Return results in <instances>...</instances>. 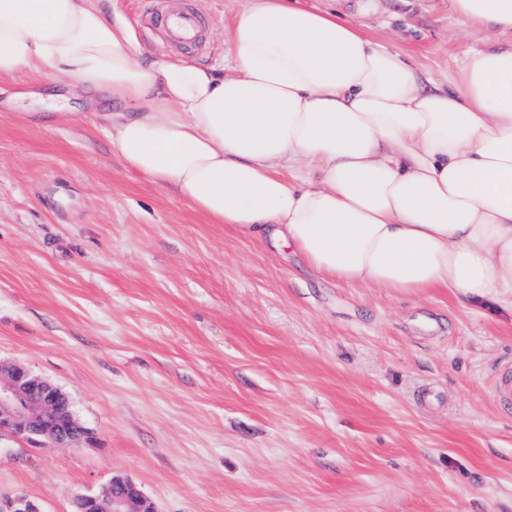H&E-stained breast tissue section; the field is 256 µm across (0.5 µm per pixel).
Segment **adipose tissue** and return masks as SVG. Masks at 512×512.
Here are the masks:
<instances>
[{
    "instance_id": "adipose-tissue-1",
    "label": "adipose tissue",
    "mask_w": 512,
    "mask_h": 512,
    "mask_svg": "<svg viewBox=\"0 0 512 512\" xmlns=\"http://www.w3.org/2000/svg\"><path fill=\"white\" fill-rule=\"evenodd\" d=\"M489 35L512 0H451ZM228 65L142 64L97 0H0V76L50 70L127 103L126 169L322 277L512 304V41L422 87L349 20L249 0Z\"/></svg>"
}]
</instances>
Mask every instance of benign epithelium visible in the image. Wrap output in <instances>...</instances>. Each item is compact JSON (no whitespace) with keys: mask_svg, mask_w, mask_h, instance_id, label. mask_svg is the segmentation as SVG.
<instances>
[{"mask_svg":"<svg viewBox=\"0 0 512 512\" xmlns=\"http://www.w3.org/2000/svg\"><path fill=\"white\" fill-rule=\"evenodd\" d=\"M0 433L28 442L42 439L75 448L89 431L77 419L68 398L22 364L0 362ZM74 512H154L151 503L131 481L114 477L101 495L75 498ZM0 512H42L25 496L0 494Z\"/></svg>","mask_w":512,"mask_h":512,"instance_id":"obj_1","label":"benign epithelium"}]
</instances>
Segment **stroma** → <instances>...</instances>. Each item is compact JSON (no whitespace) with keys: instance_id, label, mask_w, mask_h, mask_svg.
I'll return each mask as SVG.
<instances>
[{"instance_id":"obj_1","label":"stroma","mask_w":512,"mask_h":512,"mask_svg":"<svg viewBox=\"0 0 512 512\" xmlns=\"http://www.w3.org/2000/svg\"><path fill=\"white\" fill-rule=\"evenodd\" d=\"M349 16L423 81L486 50L448 0H299ZM143 61L222 65L247 0H192L201 46L99 0ZM63 107L64 118L40 113ZM126 105L0 77V361L65 392L89 442L0 437V494L42 512L132 480L155 512H512V311L307 270L125 169Z\"/></svg>"}]
</instances>
